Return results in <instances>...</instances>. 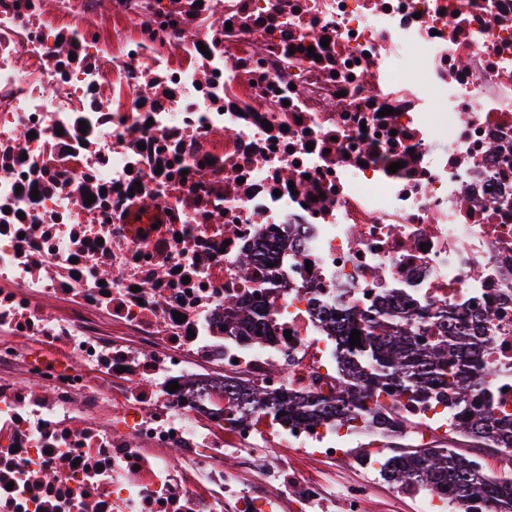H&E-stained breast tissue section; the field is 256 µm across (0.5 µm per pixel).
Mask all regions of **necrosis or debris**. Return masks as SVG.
Masks as SVG:
<instances>
[{
  "mask_svg": "<svg viewBox=\"0 0 512 512\" xmlns=\"http://www.w3.org/2000/svg\"><path fill=\"white\" fill-rule=\"evenodd\" d=\"M389 298L492 309L512 417V0H0V512H311L226 453L347 464L362 422H241L224 384L334 395L323 311ZM228 320L224 322L225 330L230 329V332L240 333L239 336L249 335L258 337L270 336V325L268 323L267 315L259 312L258 310L250 311L246 308H232L229 313ZM251 333V334H250Z\"/></svg>",
  "mask_w": 512,
  "mask_h": 512,
  "instance_id": "1",
  "label": "necrosis or debris"
}]
</instances>
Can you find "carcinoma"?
<instances>
[{
  "label": "carcinoma",
  "mask_w": 512,
  "mask_h": 512,
  "mask_svg": "<svg viewBox=\"0 0 512 512\" xmlns=\"http://www.w3.org/2000/svg\"><path fill=\"white\" fill-rule=\"evenodd\" d=\"M336 332L341 373L336 396L271 392L254 385L230 393L229 403L242 421L261 417L324 420L343 425L358 418L381 437H401L405 424L384 403L391 391L448 407L454 433L480 446L512 445V422L496 418L480 392L492 375L481 357L484 336L478 324L448 310H428L417 318L388 306L374 311L341 309L326 316ZM224 328L242 336L269 335L267 315L231 309ZM360 344L349 343L352 330ZM380 475L388 483L422 487L448 499L456 512H473L490 503L495 512H512V479L490 480L474 460L454 448H404L386 457Z\"/></svg>",
  "instance_id": "1"
}]
</instances>
